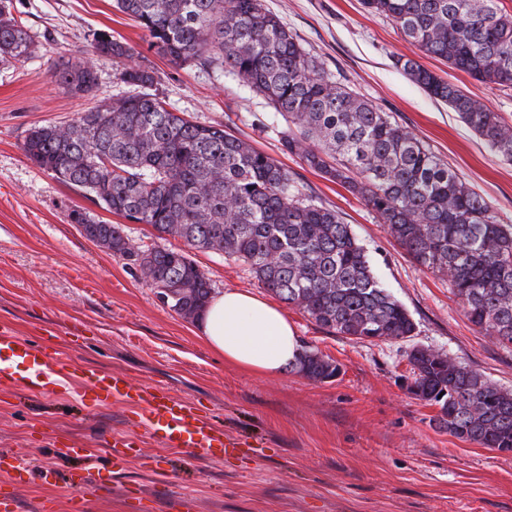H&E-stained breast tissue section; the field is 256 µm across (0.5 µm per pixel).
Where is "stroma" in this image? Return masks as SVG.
<instances>
[{"mask_svg":"<svg viewBox=\"0 0 512 512\" xmlns=\"http://www.w3.org/2000/svg\"><path fill=\"white\" fill-rule=\"evenodd\" d=\"M114 0H13V13L36 35L29 60L0 66V323L40 343L56 324L52 351L75 366L124 372L136 384L163 383L179 399L203 406L247 448L216 463L193 448H166L115 402L91 407L75 391L62 395L0 390V452L37 459L63 475L16 487L18 512H69L79 463L65 445L91 448L99 467L90 512H512V454L461 441L433 424L436 407L406 389L411 346L429 348L478 370L512 392V348L496 344L467 320L445 275L421 268L389 235L375 212L342 186L285 153L274 132L284 123L262 95L235 76L176 66L150 48L144 31ZM303 47L338 82L407 126L512 224V163L394 65L413 55L395 24L360 0H265ZM132 46L155 70L172 111L202 122L233 118L235 134L294 172L306 191L336 207L365 248L380 284L404 304L411 338L359 343L327 332L293 307L285 312L301 346L329 356L337 378L310 381L293 370L261 377L225 363L200 337L195 320L164 305L128 260L85 238L72 212L107 224L121 216L35 167L22 150L31 127L64 124L100 100L125 93V63H96L97 90L70 94L54 73L88 59L94 32ZM421 64L512 123V85H486L447 63ZM216 293L269 292L238 261L192 251ZM84 342L69 344L71 326ZM129 434L139 454L113 471L105 456L114 436ZM163 458L162 472L150 459Z\"/></svg>","mask_w":512,"mask_h":512,"instance_id":"stroma-1","label":"stroma"}]
</instances>
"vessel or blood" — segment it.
Listing matches in <instances>:
<instances>
[{"label":"vessel or blood","instance_id":"vessel-or-blood-1","mask_svg":"<svg viewBox=\"0 0 512 512\" xmlns=\"http://www.w3.org/2000/svg\"><path fill=\"white\" fill-rule=\"evenodd\" d=\"M25 365L24 375H17V365ZM68 365L45 349L34 348L26 340L12 335L10 329L0 326V386L26 391H41L47 387L65 390ZM79 379L95 404L104 405L113 400L134 405L140 409L142 423L158 434L170 448H195L209 458L220 461L243 448L239 438L226 434L223 427L213 423L202 407L190 400L175 398L159 384L132 383L119 371L98 366L81 369ZM0 473L11 483L20 485L32 475H39L42 483L56 484L58 473L44 467L33 471L29 462L15 455L0 453Z\"/></svg>","mask_w":512,"mask_h":512}]
</instances>
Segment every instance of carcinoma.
Instances as JSON below:
<instances>
[{
  "instance_id": "obj_1",
  "label": "carcinoma",
  "mask_w": 512,
  "mask_h": 512,
  "mask_svg": "<svg viewBox=\"0 0 512 512\" xmlns=\"http://www.w3.org/2000/svg\"><path fill=\"white\" fill-rule=\"evenodd\" d=\"M391 19L423 55L486 84H512V14L500 0H362ZM146 32L149 45L176 65L227 70L263 94L285 127L280 144L327 180L371 207L413 260L448 277L468 321L512 345V224L412 131L337 82L263 0H116ZM0 0V63L35 53L28 28ZM91 55L130 60L134 49L106 31ZM397 68L448 103L480 138L512 161V125L416 60ZM55 78L75 96L97 86L94 61ZM121 80L135 94L93 106L65 125L31 128L22 144L38 168L90 195L106 210L188 250L136 245L124 224L76 212L84 237L107 243L137 265L167 305L196 319L213 293L189 251L222 253L246 265L283 303L329 333L357 342L406 339L416 324L378 283L364 248L334 208L312 198L293 173L224 129L190 121L150 92L151 67L131 63ZM409 393L438 407L436 428L501 453H512V393L484 374L415 346L405 351ZM314 382L337 365L313 349L291 365Z\"/></svg>"
}]
</instances>
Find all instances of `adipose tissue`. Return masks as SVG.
<instances>
[{"instance_id": "adipose-tissue-1", "label": "adipose tissue", "mask_w": 512, "mask_h": 512, "mask_svg": "<svg viewBox=\"0 0 512 512\" xmlns=\"http://www.w3.org/2000/svg\"><path fill=\"white\" fill-rule=\"evenodd\" d=\"M198 330L225 362L264 377L281 375L300 352L287 315L239 290L212 297L198 320Z\"/></svg>"}]
</instances>
